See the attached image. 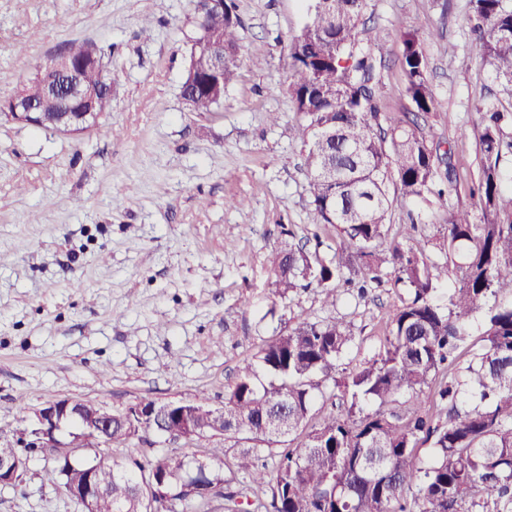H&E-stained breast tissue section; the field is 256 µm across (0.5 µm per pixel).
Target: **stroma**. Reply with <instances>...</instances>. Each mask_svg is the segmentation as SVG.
Returning a JSON list of instances; mask_svg holds the SVG:
<instances>
[{"label":"stroma","instance_id":"35a3bbf8","mask_svg":"<svg viewBox=\"0 0 512 512\" xmlns=\"http://www.w3.org/2000/svg\"><path fill=\"white\" fill-rule=\"evenodd\" d=\"M242 64L212 112L182 95L194 34L192 0H0V97L67 42L104 49L112 105L98 124L64 135L0 116V430L30 428L57 400L122 411L145 401L217 405L238 367L300 317L344 319L355 343L346 375L382 351L387 320L408 290L383 276L365 295L317 285L275 293L268 255L314 226L298 116L288 92L302 0H234ZM469 0H368L380 30L385 109L412 115L400 68L402 28L418 29L438 103L416 116L431 144L456 145L457 195L401 199L399 237L421 214L432 261L445 262L439 225L472 205L483 99L508 114L512 91L494 82L466 23ZM261 58V66L249 57ZM414 115V114H413ZM31 459L0 512H74Z\"/></svg>","mask_w":512,"mask_h":512}]
</instances>
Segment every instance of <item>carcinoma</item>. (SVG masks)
<instances>
[{
	"label": "carcinoma",
	"instance_id": "carcinoma-1",
	"mask_svg": "<svg viewBox=\"0 0 512 512\" xmlns=\"http://www.w3.org/2000/svg\"><path fill=\"white\" fill-rule=\"evenodd\" d=\"M470 2L471 32L490 76L512 88V0ZM366 6L333 0L324 15L306 11L289 53L288 91L299 115L295 137L305 146L312 221L336 227L343 246L327 262L315 232L314 250L288 241L269 264L277 293L315 282L331 305L336 282L362 294L396 274L409 298L390 314L383 352L338 379V363L354 344L350 326L300 318L239 367L221 406L223 439L207 435L208 446L191 454L145 453L129 461L93 452L101 480L112 484V512H240V498L256 487L268 492L269 500L257 499L264 512H512V302L496 301L499 288L512 285V193L504 192L499 170L502 155L512 153V140L501 135L505 113L493 101L482 104L481 168L472 187L480 220L468 210L445 220L443 249L459 258L455 278L448 280V263L431 261L415 242L414 220L403 225L407 244L383 248L395 199L439 201L458 191V175L454 144L430 145L413 119L389 123L377 61L361 47L379 41L376 28L358 29ZM194 19L224 56L215 80L226 88L240 67L233 0L222 10L195 0ZM401 66L416 111H435L415 30L401 35ZM190 95L197 112L218 106L207 92ZM31 97L47 112L67 108L62 85L47 92L35 84ZM478 317L483 344L461 367L455 351ZM329 381L349 405L310 425ZM434 382L443 420L422 399ZM210 409L198 402L181 407L185 430L195 431ZM160 430L133 414L113 421L104 445L126 448ZM426 442L432 455L422 462L417 448ZM286 443L273 469L260 463L264 449ZM27 453L21 439L0 430V455ZM226 467L250 483L231 486ZM80 475L50 459L41 480L66 492Z\"/></svg>",
	"mask_w": 512,
	"mask_h": 512
}]
</instances>
